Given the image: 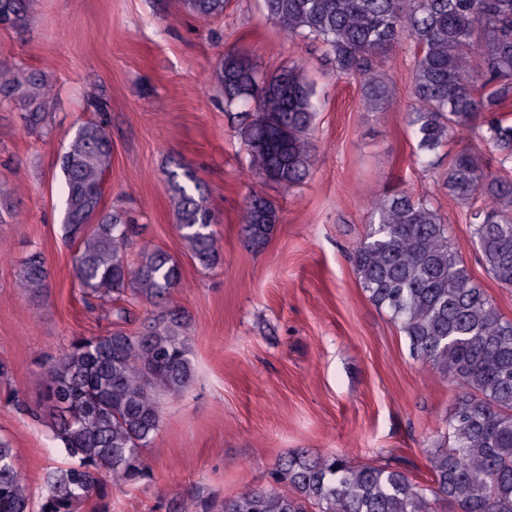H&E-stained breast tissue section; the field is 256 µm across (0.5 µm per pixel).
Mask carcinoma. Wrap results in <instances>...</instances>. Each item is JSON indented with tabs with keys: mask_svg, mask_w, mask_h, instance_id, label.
Returning a JSON list of instances; mask_svg holds the SVG:
<instances>
[{
	"mask_svg": "<svg viewBox=\"0 0 512 512\" xmlns=\"http://www.w3.org/2000/svg\"><path fill=\"white\" fill-rule=\"evenodd\" d=\"M227 0H180L201 18L224 15ZM267 15L290 40L325 47L336 73L361 82L372 110L395 104L378 59L407 44L413 109L407 133L414 162L431 166L455 128L481 121L494 161L464 148L450 156L444 185L467 209L481 261L512 288V0H263ZM33 0H0V18L16 32L32 21ZM225 111L247 107L239 130L248 171L288 190L315 160V88L304 66L268 75L228 50L216 71ZM47 80L0 61V101L23 111L29 131H42L54 99ZM64 196L65 241L78 244L73 276L84 301L109 305L116 322L128 306L160 303L181 285L178 262L161 248L127 258L131 225L100 207L102 175L112 167V141L103 121L76 130L56 161ZM175 223L190 257L204 269L221 255L214 215L189 173H168ZM364 238L353 247L362 288L386 309L420 360L452 378L461 394L448 417L452 444L434 453L430 484L422 486L390 462L353 466L345 458L291 455L271 471L273 485L224 499L221 512H434L445 501L457 512H512V320L501 315L448 242L447 227L427 201L406 190L373 192ZM278 208L255 192L243 229L266 243ZM16 288L36 298L50 288L43 253L22 262ZM184 312L165 307L134 333L121 328L78 337L53 359L35 406L22 405L52 430L67 461L43 477L40 512H80L103 490L145 476L142 454L162 425L165 398L183 392L195 367ZM285 486L283 492L278 486ZM31 499L11 442L0 436V512H30Z\"/></svg>",
	"mask_w": 512,
	"mask_h": 512,
	"instance_id": "cac0c4a2",
	"label": "carcinoma"
}]
</instances>
